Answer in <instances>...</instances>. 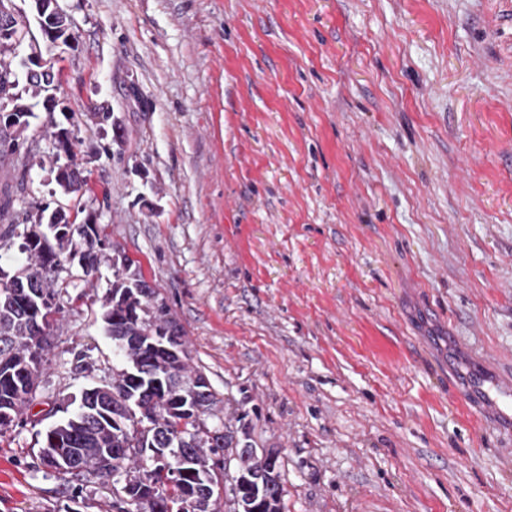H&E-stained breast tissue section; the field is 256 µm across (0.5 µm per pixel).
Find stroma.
Masks as SVG:
<instances>
[{
    "mask_svg": "<svg viewBox=\"0 0 512 512\" xmlns=\"http://www.w3.org/2000/svg\"><path fill=\"white\" fill-rule=\"evenodd\" d=\"M77 38L54 112L0 162L31 206L97 214L92 277L0 432V512H112L39 459L112 380V249L139 261L187 363L284 461L286 512H512V439L458 394L512 379V0H59ZM112 120L97 124L94 113ZM73 130L88 177L36 160ZM49 129L50 130H48V133H50V136L53 137L55 144L57 143V152L47 160L41 159L39 161V166L43 169H46V166H48V171L54 174L55 184L63 194L68 195L71 193L79 192L82 187L87 184L86 176H82L81 181H77L76 179H73L68 174H66L65 171H61V151L66 156V158H68L70 154V160L72 162L73 159L76 160V153H73V143L70 137L71 132L64 128L57 129L56 124H53L52 122ZM61 144L68 145L69 150H72V152H67L64 149H61L60 151L59 147ZM73 164L75 163L73 162Z\"/></svg>",
    "mask_w": 512,
    "mask_h": 512,
    "instance_id": "obj_1",
    "label": "stroma"
}]
</instances>
